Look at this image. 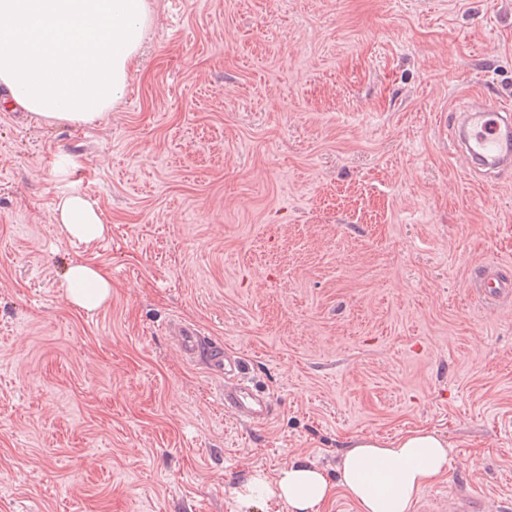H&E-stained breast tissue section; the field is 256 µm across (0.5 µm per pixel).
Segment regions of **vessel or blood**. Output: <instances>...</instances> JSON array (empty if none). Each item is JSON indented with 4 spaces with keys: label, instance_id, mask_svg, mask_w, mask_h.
<instances>
[{
    "label": "vessel or blood",
    "instance_id": "1",
    "mask_svg": "<svg viewBox=\"0 0 512 512\" xmlns=\"http://www.w3.org/2000/svg\"><path fill=\"white\" fill-rule=\"evenodd\" d=\"M453 128L459 152L470 168L489 172L512 169V109L475 104L455 113ZM479 295L488 304L512 295V276L489 271L475 276ZM192 359H209L224 372L219 396L225 410L244 423L263 424L274 413L271 398L244 375L237 360L208 347L195 329L174 330Z\"/></svg>",
    "mask_w": 512,
    "mask_h": 512
}]
</instances>
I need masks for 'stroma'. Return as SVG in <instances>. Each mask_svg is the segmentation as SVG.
I'll return each instance as SVG.
<instances>
[{
    "instance_id": "stroma-1",
    "label": "stroma",
    "mask_w": 512,
    "mask_h": 512,
    "mask_svg": "<svg viewBox=\"0 0 512 512\" xmlns=\"http://www.w3.org/2000/svg\"><path fill=\"white\" fill-rule=\"evenodd\" d=\"M121 99L85 125L0 108V512H238L296 459L425 427L446 476L512 512V174L475 176L448 115L512 104V0H147ZM76 192L110 233L56 235ZM99 265L112 299L71 305ZM276 404L245 425L171 323ZM68 301L85 311L105 305L112 296V280L99 266L85 261L71 262L65 274ZM475 288L487 304H495L501 298L512 294V276L496 271L478 272L475 276Z\"/></svg>"
}]
</instances>
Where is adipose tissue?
<instances>
[{
	"mask_svg": "<svg viewBox=\"0 0 512 512\" xmlns=\"http://www.w3.org/2000/svg\"><path fill=\"white\" fill-rule=\"evenodd\" d=\"M150 23L146 0H0V84L10 102L52 123L87 124L122 97ZM54 232L91 244L105 238L95 207L62 196ZM68 301L85 311L105 305L112 280L99 266L71 262ZM448 471V442L428 429L393 439L357 437L342 454L341 485L357 512H411L420 492ZM242 512L276 500L289 512H324L333 495L324 471L294 460L275 475L257 470L234 490Z\"/></svg>",
	"mask_w": 512,
	"mask_h": 512,
	"instance_id": "1",
	"label": "adipose tissue"
}]
</instances>
